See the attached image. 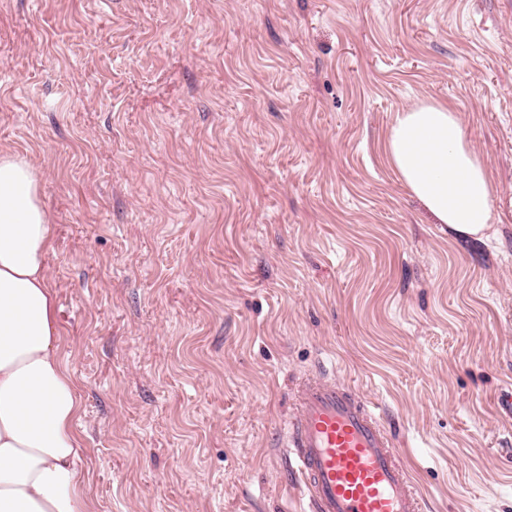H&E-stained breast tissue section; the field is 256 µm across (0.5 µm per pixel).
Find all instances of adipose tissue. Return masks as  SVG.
Returning <instances> with one entry per match:
<instances>
[{
  "mask_svg": "<svg viewBox=\"0 0 512 512\" xmlns=\"http://www.w3.org/2000/svg\"><path fill=\"white\" fill-rule=\"evenodd\" d=\"M387 159L458 239L490 228L495 186L448 105L398 113ZM53 233L35 166L0 151V512H88L74 431L80 397L59 356Z\"/></svg>",
  "mask_w": 512,
  "mask_h": 512,
  "instance_id": "obj_1",
  "label": "adipose tissue"
}]
</instances>
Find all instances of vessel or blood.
Masks as SVG:
<instances>
[{"label":"vessel or blood","mask_w":512,"mask_h":512,"mask_svg":"<svg viewBox=\"0 0 512 512\" xmlns=\"http://www.w3.org/2000/svg\"><path fill=\"white\" fill-rule=\"evenodd\" d=\"M306 512H424L377 404L335 378H306L286 425Z\"/></svg>","instance_id":"vessel-or-blood-1"}]
</instances>
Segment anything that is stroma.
<instances>
[{"mask_svg":"<svg viewBox=\"0 0 512 512\" xmlns=\"http://www.w3.org/2000/svg\"><path fill=\"white\" fill-rule=\"evenodd\" d=\"M424 102L496 187L483 240L385 157ZM0 150L54 227L89 512H298L321 367L425 512H512V0H0Z\"/></svg>","mask_w":512,"mask_h":512,"instance_id":"35a3bbf8","label":"stroma"}]
</instances>
